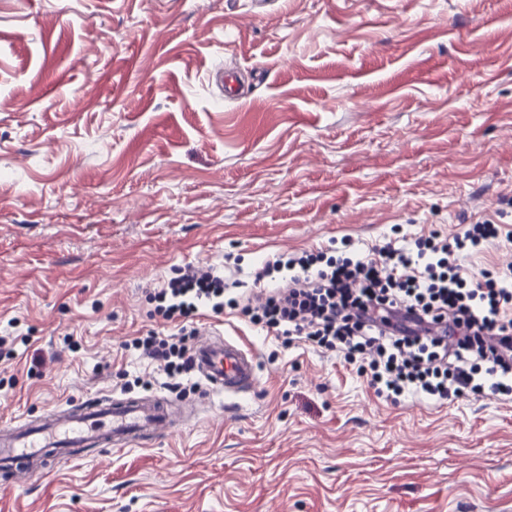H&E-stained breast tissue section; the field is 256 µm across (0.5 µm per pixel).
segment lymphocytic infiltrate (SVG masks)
Returning a JSON list of instances; mask_svg holds the SVG:
<instances>
[{
    "label": "lymphocytic infiltrate",
    "instance_id": "1",
    "mask_svg": "<svg viewBox=\"0 0 512 512\" xmlns=\"http://www.w3.org/2000/svg\"><path fill=\"white\" fill-rule=\"evenodd\" d=\"M504 233L484 221L361 254L275 256L253 274L257 294L241 313L275 336L343 353L369 387L390 401L444 402L466 393L512 394V280L473 273L462 256ZM287 293H278L280 281ZM223 273L181 270L155 295V311L186 328L201 309L224 310ZM134 349L164 361L170 376L191 369L183 340L142 336Z\"/></svg>",
    "mask_w": 512,
    "mask_h": 512
}]
</instances>
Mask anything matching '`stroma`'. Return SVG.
Here are the masks:
<instances>
[{
  "label": "stroma",
  "instance_id": "stroma-1",
  "mask_svg": "<svg viewBox=\"0 0 512 512\" xmlns=\"http://www.w3.org/2000/svg\"><path fill=\"white\" fill-rule=\"evenodd\" d=\"M236 67L225 100L218 69ZM512 229V0H0V426L169 394L167 436L0 479V512H512V401L378 397L235 310L253 396L132 341L179 269Z\"/></svg>",
  "mask_w": 512,
  "mask_h": 512
}]
</instances>
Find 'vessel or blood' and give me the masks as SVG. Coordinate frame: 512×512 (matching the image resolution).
Listing matches in <instances>:
<instances>
[{
	"label": "vessel or blood",
	"instance_id": "vessel-or-blood-1",
	"mask_svg": "<svg viewBox=\"0 0 512 512\" xmlns=\"http://www.w3.org/2000/svg\"><path fill=\"white\" fill-rule=\"evenodd\" d=\"M194 369L206 383L205 395L231 398L251 392L257 377V357L241 339L215 333L201 341L194 353ZM183 415L165 397H96L76 405L51 421L11 425L0 435V467L8 475L24 473L28 463L41 461L53 468L89 445L123 449L171 432Z\"/></svg>",
	"mask_w": 512,
	"mask_h": 512
}]
</instances>
